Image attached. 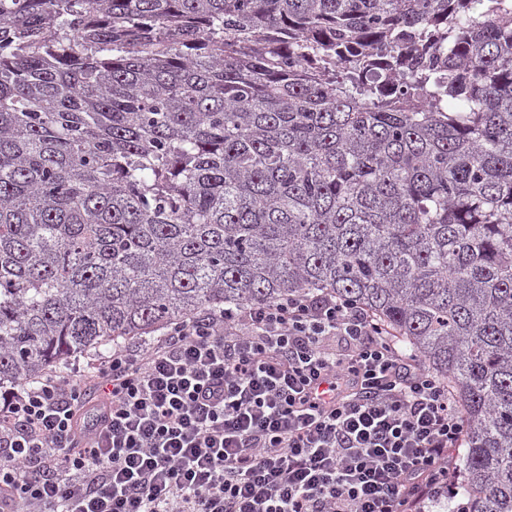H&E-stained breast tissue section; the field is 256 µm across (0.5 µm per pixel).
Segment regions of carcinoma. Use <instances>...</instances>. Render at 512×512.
Wrapping results in <instances>:
<instances>
[{"instance_id": "carcinoma-1", "label": "carcinoma", "mask_w": 512, "mask_h": 512, "mask_svg": "<svg viewBox=\"0 0 512 512\" xmlns=\"http://www.w3.org/2000/svg\"><path fill=\"white\" fill-rule=\"evenodd\" d=\"M322 291L512 512V0H0V386Z\"/></svg>"}]
</instances>
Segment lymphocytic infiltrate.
I'll return each mask as SVG.
<instances>
[{
	"label": "lymphocytic infiltrate",
	"mask_w": 512,
	"mask_h": 512,
	"mask_svg": "<svg viewBox=\"0 0 512 512\" xmlns=\"http://www.w3.org/2000/svg\"><path fill=\"white\" fill-rule=\"evenodd\" d=\"M465 435L370 311L292 295L1 391L0 512H419Z\"/></svg>",
	"instance_id": "lymphocytic-infiltrate-1"
}]
</instances>
